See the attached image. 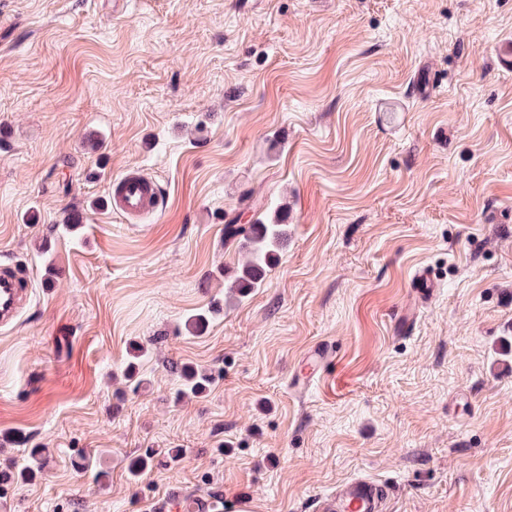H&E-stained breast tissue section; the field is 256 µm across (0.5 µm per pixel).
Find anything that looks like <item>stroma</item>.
<instances>
[{
  "label": "stroma",
  "instance_id": "stroma-1",
  "mask_svg": "<svg viewBox=\"0 0 512 512\" xmlns=\"http://www.w3.org/2000/svg\"><path fill=\"white\" fill-rule=\"evenodd\" d=\"M507 49L512 0H0V264L31 281L0 328V435L49 450L0 512L174 489L318 512L353 477L384 512H512ZM128 170L164 197L136 223L110 205ZM242 199L288 212L244 297ZM423 268L436 295L394 332ZM178 373L182 381V389L179 390V395H198L202 393L209 384L210 377L199 371L197 369H193L190 367H181L180 369L173 368V371Z\"/></svg>",
  "mask_w": 512,
  "mask_h": 512
}]
</instances>
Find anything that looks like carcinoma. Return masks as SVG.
<instances>
[{"instance_id": "1", "label": "carcinoma", "mask_w": 512, "mask_h": 512, "mask_svg": "<svg viewBox=\"0 0 512 512\" xmlns=\"http://www.w3.org/2000/svg\"><path fill=\"white\" fill-rule=\"evenodd\" d=\"M286 212L283 207L274 210L273 217L268 221L256 220L246 227L229 223L224 225V238L233 240L243 236L241 248L248 250L249 261L237 270L232 278L230 288L243 297L254 288L261 286L267 271L277 261V252L286 236ZM182 381L179 395H198L209 384L210 377L190 367L175 369ZM46 449L35 447L30 451L32 462L13 473H0V490L16 481L27 482L36 477L43 468L45 460L42 459Z\"/></svg>"}]
</instances>
